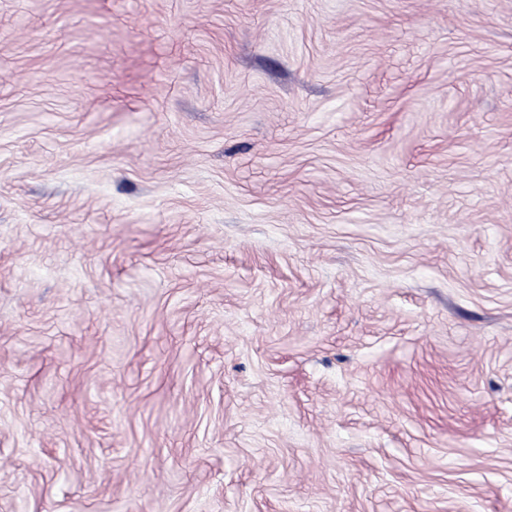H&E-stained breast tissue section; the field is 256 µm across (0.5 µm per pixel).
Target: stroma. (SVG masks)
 I'll return each mask as SVG.
<instances>
[{
    "label": "stroma",
    "instance_id": "stroma-1",
    "mask_svg": "<svg viewBox=\"0 0 512 512\" xmlns=\"http://www.w3.org/2000/svg\"><path fill=\"white\" fill-rule=\"evenodd\" d=\"M0 512H512V0H0Z\"/></svg>",
    "mask_w": 512,
    "mask_h": 512
}]
</instances>
